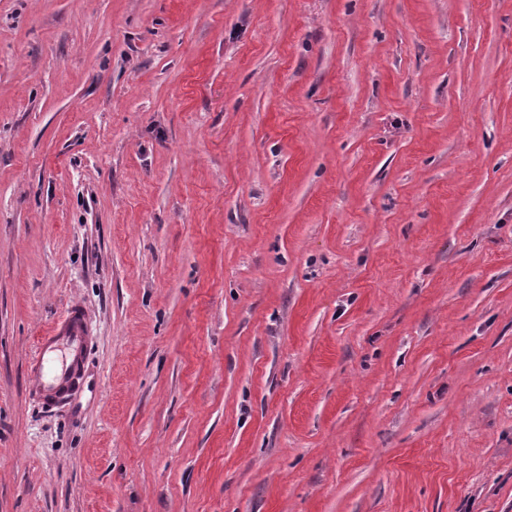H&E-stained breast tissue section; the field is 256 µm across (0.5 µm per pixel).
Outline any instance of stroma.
<instances>
[{
	"mask_svg": "<svg viewBox=\"0 0 512 512\" xmlns=\"http://www.w3.org/2000/svg\"><path fill=\"white\" fill-rule=\"evenodd\" d=\"M0 512H512V0H0ZM87 334V315L80 305L72 304L36 341L28 364L30 394L47 406L71 397L82 381L80 354Z\"/></svg>",
	"mask_w": 512,
	"mask_h": 512,
	"instance_id": "35a3bbf8",
	"label": "stroma"
}]
</instances>
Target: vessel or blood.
Wrapping results in <instances>:
<instances>
[{"instance_id": "obj_1", "label": "vessel or blood", "mask_w": 512, "mask_h": 512, "mask_svg": "<svg viewBox=\"0 0 512 512\" xmlns=\"http://www.w3.org/2000/svg\"><path fill=\"white\" fill-rule=\"evenodd\" d=\"M86 342L87 315L75 304L36 341L28 364L31 394L48 406L66 402L80 385Z\"/></svg>"}]
</instances>
